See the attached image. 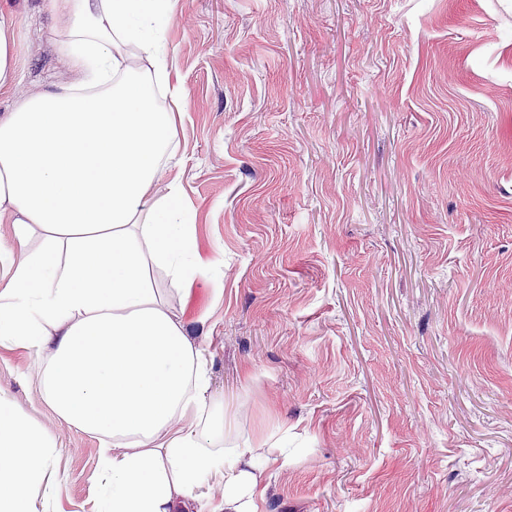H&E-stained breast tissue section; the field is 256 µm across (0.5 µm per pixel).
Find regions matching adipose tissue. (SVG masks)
Listing matches in <instances>:
<instances>
[{"instance_id": "ef3b65f1", "label": "adipose tissue", "mask_w": 512, "mask_h": 512, "mask_svg": "<svg viewBox=\"0 0 512 512\" xmlns=\"http://www.w3.org/2000/svg\"><path fill=\"white\" fill-rule=\"evenodd\" d=\"M69 18L81 80L0 116V346L43 359V397L67 426L101 441L98 512H260L250 443H224V400L188 336L173 289L211 271L178 182L152 189L178 145L161 24L174 0H48ZM148 61L150 77L131 58ZM38 248H30L32 237ZM54 440L0 394V512H50ZM221 497H213V488Z\"/></svg>"}]
</instances>
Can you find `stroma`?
Wrapping results in <instances>:
<instances>
[{
  "instance_id": "35a3bbf8",
  "label": "stroma",
  "mask_w": 512,
  "mask_h": 512,
  "mask_svg": "<svg viewBox=\"0 0 512 512\" xmlns=\"http://www.w3.org/2000/svg\"><path fill=\"white\" fill-rule=\"evenodd\" d=\"M18 83L75 80L47 0ZM183 319L227 442L288 441L264 512H512V0H177ZM0 391L56 441L52 512H95L98 439L0 347Z\"/></svg>"
}]
</instances>
